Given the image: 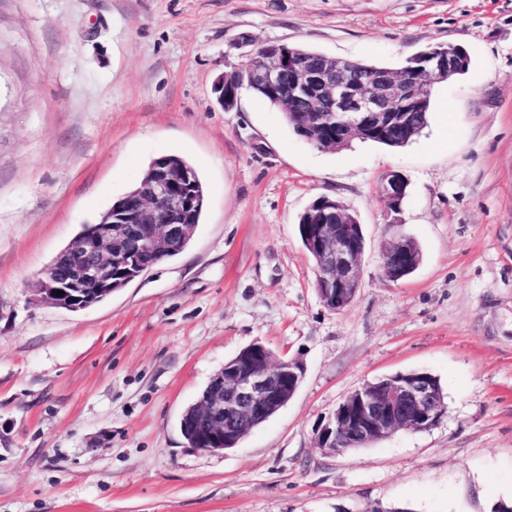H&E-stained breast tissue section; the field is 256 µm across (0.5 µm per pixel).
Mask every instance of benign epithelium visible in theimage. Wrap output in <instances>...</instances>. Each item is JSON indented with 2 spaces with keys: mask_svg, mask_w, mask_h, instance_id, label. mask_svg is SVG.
I'll list each match as a JSON object with an SVG mask.
<instances>
[{
  "mask_svg": "<svg viewBox=\"0 0 512 512\" xmlns=\"http://www.w3.org/2000/svg\"><path fill=\"white\" fill-rule=\"evenodd\" d=\"M466 50L455 46V58L436 50L428 67L410 77L390 72L369 86L358 87L351 71L323 56L312 61L288 52V44L270 54L252 74L268 90L288 84V100L307 117L303 129L317 127L310 139L315 146L335 149L344 142L382 134L407 118L410 105L420 101L426 83L446 80L454 64L466 61ZM239 82L224 74L212 92L221 105L231 108ZM382 193L388 209H399L406 184L401 174L386 176ZM196 205L193 179L185 169L156 161L144 174L141 187L112 206L104 219L89 224L51 261L32 288L33 296L72 311L96 304L166 258L176 242L191 239L195 225L187 223ZM303 230L305 248L317 256V291L331 311L349 307L360 288L365 253L362 227L352 223L341 204L322 199L308 209ZM380 265L395 282L412 271L406 239L395 237L382 245ZM64 294L58 296L56 291ZM304 374L301 364L272 360L259 342L244 348L211 378L191 415L181 418L185 431L194 433L207 452L236 447L247 435L256 413L281 409L285 396H293ZM444 416L443 402L432 377L426 373H399L379 382H367L350 392L328 421L319 426L315 441L327 454L348 451V437L362 443L389 438L400 430L425 431Z\"/></svg>",
  "mask_w": 512,
  "mask_h": 512,
  "instance_id": "1",
  "label": "benign epithelium"
}]
</instances>
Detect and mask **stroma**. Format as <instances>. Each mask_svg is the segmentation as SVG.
<instances>
[{
	"instance_id": "1",
	"label": "stroma",
	"mask_w": 512,
	"mask_h": 512,
	"mask_svg": "<svg viewBox=\"0 0 512 512\" xmlns=\"http://www.w3.org/2000/svg\"><path fill=\"white\" fill-rule=\"evenodd\" d=\"M398 68L454 43L429 126L390 150H319L241 89L242 38ZM205 189L183 253L88 308L33 300L43 269L162 155ZM403 174L401 221L383 176ZM326 196L366 247L327 309L297 224ZM421 263L388 280L381 245ZM304 368L288 403L207 452L185 410L251 343ZM423 370L447 412L426 431L324 453L343 397ZM512 501V0H0V512H491ZM239 87V81H234L231 76L224 74L214 82L212 92L223 108L224 105L232 108L237 101Z\"/></svg>"
}]
</instances>
